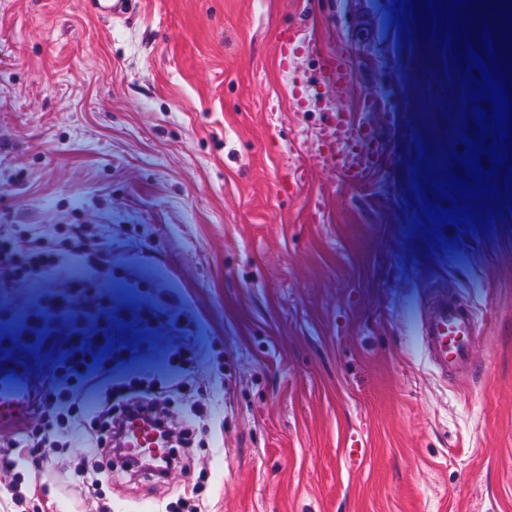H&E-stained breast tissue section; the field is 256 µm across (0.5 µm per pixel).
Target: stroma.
<instances>
[{"label":"stroma","mask_w":512,"mask_h":512,"mask_svg":"<svg viewBox=\"0 0 512 512\" xmlns=\"http://www.w3.org/2000/svg\"><path fill=\"white\" fill-rule=\"evenodd\" d=\"M393 0H0V230L90 237L112 307L163 302L147 346L204 357L165 395L212 406L162 482L104 499L78 448L0 466V512H512V214L426 240L403 167L452 79L401 37ZM349 80L326 81L324 54ZM376 168L345 182L347 137ZM480 320L470 371L440 376L435 296ZM362 449L353 458L349 449ZM20 484L13 505L5 490Z\"/></svg>","instance_id":"obj_1"}]
</instances>
